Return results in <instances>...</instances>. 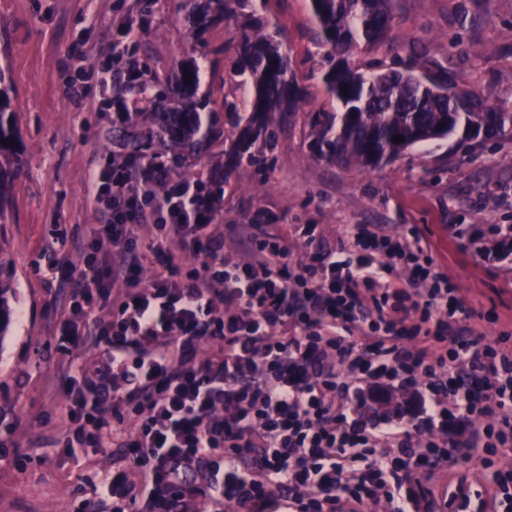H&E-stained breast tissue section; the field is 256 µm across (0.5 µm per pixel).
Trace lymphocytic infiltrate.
Here are the masks:
<instances>
[{
  "label": "lymphocytic infiltrate",
  "mask_w": 512,
  "mask_h": 512,
  "mask_svg": "<svg viewBox=\"0 0 512 512\" xmlns=\"http://www.w3.org/2000/svg\"><path fill=\"white\" fill-rule=\"evenodd\" d=\"M88 195L105 218L74 243L56 350L99 357L65 375L46 442L122 449L99 486L111 512H428L449 424L469 458L512 442V342L472 334L415 231L357 227L333 248L306 224L296 264L281 236L239 265L203 181L164 162L102 159Z\"/></svg>",
  "instance_id": "1"
}]
</instances>
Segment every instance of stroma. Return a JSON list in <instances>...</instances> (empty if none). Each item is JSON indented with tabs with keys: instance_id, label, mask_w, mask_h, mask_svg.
<instances>
[{
	"instance_id": "obj_1",
	"label": "stroma",
	"mask_w": 512,
	"mask_h": 512,
	"mask_svg": "<svg viewBox=\"0 0 512 512\" xmlns=\"http://www.w3.org/2000/svg\"><path fill=\"white\" fill-rule=\"evenodd\" d=\"M393 9V40L354 55V67L367 74L398 61L512 111V0H394ZM256 15L279 30L303 99L264 164L232 165L225 107L252 97L251 86L227 75L241 35L237 24L220 20L195 34L184 0H0V66L9 69V109L24 148L23 170L1 207L16 313L0 341V512H78L97 501L99 481L120 454L42 444L63 410L56 388L62 369L95 355L89 348L56 352V326L70 314L73 283L47 282L45 271L65 261L69 240L102 220L87 183L96 162L113 151L110 107L82 88L80 70L111 58L113 45L149 74L171 76L189 59L202 64L195 96L226 138L187 156L176 173L223 180L213 231L225 237L228 260L242 263L248 255L228 239L235 225H259V237L267 238L314 224L329 243L356 224L392 233L411 228L470 309L475 335L512 336V237L497 233L512 226V126L490 138L461 129L371 169L315 159L307 115L341 106L322 82L326 50L310 0H261ZM116 16L132 21L121 40L112 30ZM483 472L477 456L449 462L431 512H475L476 501L449 506L441 492L461 484L480 491Z\"/></svg>"
}]
</instances>
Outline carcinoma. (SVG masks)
<instances>
[{
	"label": "carcinoma",
	"mask_w": 512,
	"mask_h": 512,
	"mask_svg": "<svg viewBox=\"0 0 512 512\" xmlns=\"http://www.w3.org/2000/svg\"><path fill=\"white\" fill-rule=\"evenodd\" d=\"M240 0H203L198 25L211 16L240 22L243 29L236 60L231 71L245 76L254 86L249 111L230 116L236 119L239 134L234 149L248 161L259 160L252 147L261 140L273 150L276 131L290 123L300 102L297 86L288 79V57L281 51L279 32L269 31L254 15L237 13L231 3ZM321 41L329 47L328 69L323 74L327 93L338 100L343 111L317 115L312 129L314 155L341 167H375L389 153L403 154L413 146L452 136L462 124L476 128L486 137L512 125V112L494 106L477 93L455 85L437 82L413 73V69H389L365 75L352 68L346 56L385 42L393 29V0H311ZM191 83H185V79ZM141 105L133 121L137 134L128 140V149L143 162L169 154L178 162L187 153H198L210 142L212 129L201 131L200 113L193 108H178L164 113L162 130L148 123L151 111L165 102H185L194 94L199 69L194 64L179 68L176 84H157L154 77L138 74ZM346 92H341V87ZM9 78L0 68V200L20 171L22 155L18 148L12 113L7 111ZM399 135L404 141L394 143ZM0 242V338L9 330L14 295L10 271Z\"/></svg>",
	"instance_id": "1"
}]
</instances>
